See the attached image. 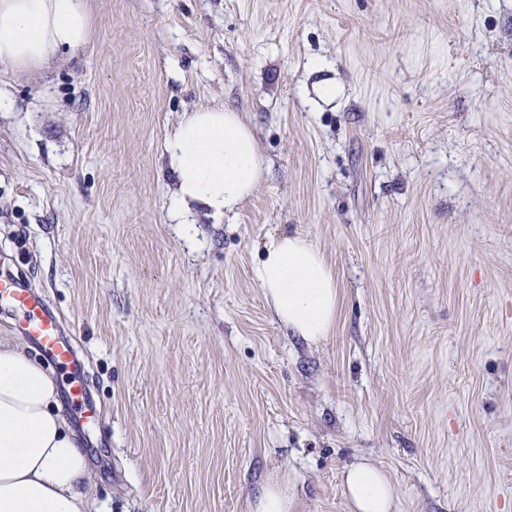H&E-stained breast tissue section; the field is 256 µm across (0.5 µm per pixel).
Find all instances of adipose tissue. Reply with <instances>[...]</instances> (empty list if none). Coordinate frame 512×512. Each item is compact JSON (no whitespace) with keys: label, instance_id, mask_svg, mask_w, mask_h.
<instances>
[{"label":"adipose tissue","instance_id":"adipose-tissue-1","mask_svg":"<svg viewBox=\"0 0 512 512\" xmlns=\"http://www.w3.org/2000/svg\"><path fill=\"white\" fill-rule=\"evenodd\" d=\"M90 0H0V65L38 74L60 51L89 41ZM182 221L235 214L255 190L262 158L240 113L203 107L184 113L163 143ZM253 276L280 323L310 344L328 338L339 286L322 253L302 235L269 237ZM85 458L60 413L54 379L14 338L0 336V512H89ZM353 512H392L396 490L373 462L350 464Z\"/></svg>","mask_w":512,"mask_h":512}]
</instances>
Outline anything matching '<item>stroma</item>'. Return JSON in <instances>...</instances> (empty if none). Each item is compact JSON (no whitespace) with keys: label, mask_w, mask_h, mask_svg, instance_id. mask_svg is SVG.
I'll return each instance as SVG.
<instances>
[{"label":"stroma","mask_w":512,"mask_h":512,"mask_svg":"<svg viewBox=\"0 0 512 512\" xmlns=\"http://www.w3.org/2000/svg\"><path fill=\"white\" fill-rule=\"evenodd\" d=\"M91 2L77 55L0 68V273L60 314L102 409L62 407L92 512H246L271 477L291 512H352L360 458L394 512H512V0ZM210 105L264 168L181 226L163 142ZM284 233L341 288L317 346L253 277ZM344 486L353 512H393L396 490L382 468L371 461L350 464Z\"/></svg>","instance_id":"obj_1"}]
</instances>
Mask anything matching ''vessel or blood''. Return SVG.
<instances>
[{"label":"vessel or blood","mask_w":512,"mask_h":512,"mask_svg":"<svg viewBox=\"0 0 512 512\" xmlns=\"http://www.w3.org/2000/svg\"><path fill=\"white\" fill-rule=\"evenodd\" d=\"M0 310L14 315L18 332L49 363L58 367L78 365V355L74 346L64 338L60 318L49 309L38 292L20 286L12 277L0 276ZM67 398L85 404L88 421L99 419L96 406L88 402L85 378L73 380L67 390Z\"/></svg>","instance_id":"b4317fda"}]
</instances>
